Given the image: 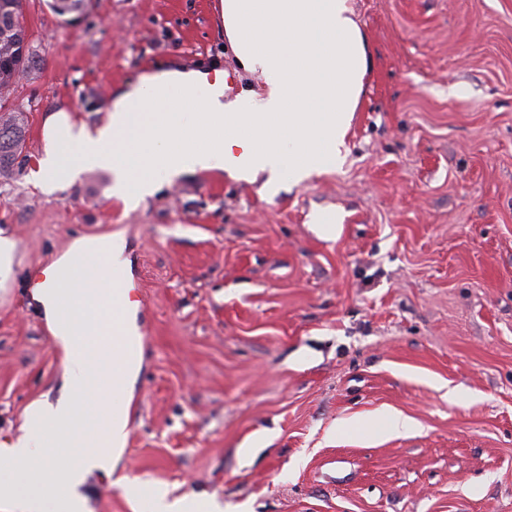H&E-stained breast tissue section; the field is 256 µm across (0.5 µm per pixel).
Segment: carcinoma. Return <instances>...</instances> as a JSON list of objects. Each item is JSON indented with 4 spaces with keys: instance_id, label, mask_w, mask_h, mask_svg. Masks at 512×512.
Wrapping results in <instances>:
<instances>
[{
    "instance_id": "carcinoma-1",
    "label": "carcinoma",
    "mask_w": 512,
    "mask_h": 512,
    "mask_svg": "<svg viewBox=\"0 0 512 512\" xmlns=\"http://www.w3.org/2000/svg\"><path fill=\"white\" fill-rule=\"evenodd\" d=\"M50 8L59 16L87 17L90 0H53ZM23 0H0V170L19 163L25 145L24 118L6 108V93L37 65L22 22Z\"/></svg>"
}]
</instances>
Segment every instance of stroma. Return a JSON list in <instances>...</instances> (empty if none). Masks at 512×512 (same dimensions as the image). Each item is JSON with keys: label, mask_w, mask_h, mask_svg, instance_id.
Instances as JSON below:
<instances>
[{"label": "stroma", "mask_w": 512, "mask_h": 512, "mask_svg": "<svg viewBox=\"0 0 512 512\" xmlns=\"http://www.w3.org/2000/svg\"><path fill=\"white\" fill-rule=\"evenodd\" d=\"M350 3L371 62L340 169L271 197L189 172L129 207L103 170L34 187L44 119L105 125L117 88L174 63L223 70L228 99L254 88L220 0H92L72 24L26 0L40 64L8 97L27 162L0 170V444L62 390L33 289L75 239L120 238L146 343L92 512H132L118 476L223 512H512V0ZM385 408L417 428L364 422ZM16 243L3 229H0V285L14 278V253Z\"/></svg>", "instance_id": "stroma-1"}]
</instances>
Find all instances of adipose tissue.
I'll use <instances>...</instances> for the list:
<instances>
[{
    "label": "adipose tissue",
    "mask_w": 512,
    "mask_h": 512,
    "mask_svg": "<svg viewBox=\"0 0 512 512\" xmlns=\"http://www.w3.org/2000/svg\"><path fill=\"white\" fill-rule=\"evenodd\" d=\"M224 32L258 89L228 100L223 71L158 68L108 101V122L44 123V153L31 172L43 193L107 170L131 204L196 170L261 182L265 194L337 169L364 91L368 48L349 0H224Z\"/></svg>",
    "instance_id": "adipose-tissue-1"
}]
</instances>
